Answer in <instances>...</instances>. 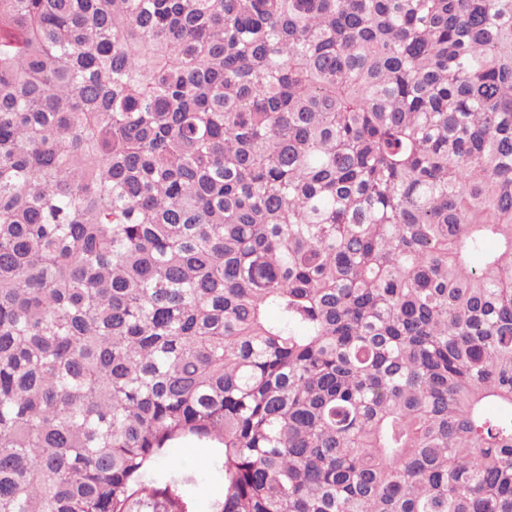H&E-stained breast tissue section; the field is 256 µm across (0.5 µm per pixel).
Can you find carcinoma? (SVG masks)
Here are the masks:
<instances>
[{
	"label": "carcinoma",
	"instance_id": "cac0c4a2",
	"mask_svg": "<svg viewBox=\"0 0 512 512\" xmlns=\"http://www.w3.org/2000/svg\"><path fill=\"white\" fill-rule=\"evenodd\" d=\"M187 438L512 512V0H0V512H187Z\"/></svg>",
	"mask_w": 512,
	"mask_h": 512
}]
</instances>
